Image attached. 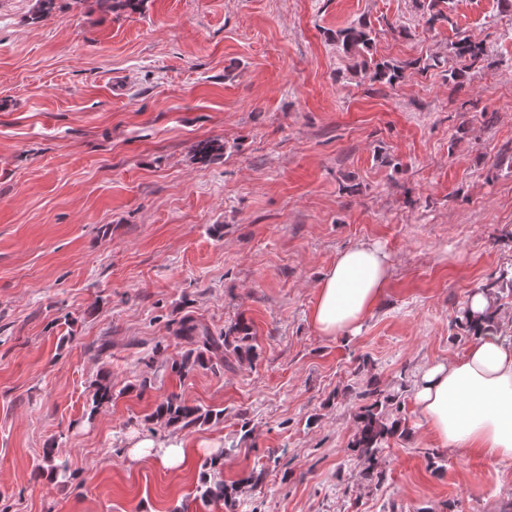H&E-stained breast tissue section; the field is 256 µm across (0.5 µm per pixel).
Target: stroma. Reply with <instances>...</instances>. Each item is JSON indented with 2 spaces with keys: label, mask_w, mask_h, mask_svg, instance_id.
<instances>
[{
  "label": "stroma",
  "mask_w": 512,
  "mask_h": 512,
  "mask_svg": "<svg viewBox=\"0 0 512 512\" xmlns=\"http://www.w3.org/2000/svg\"><path fill=\"white\" fill-rule=\"evenodd\" d=\"M34 3L0 0V512H504L512 463L437 445L414 388L468 345L472 291L494 283L512 326V0ZM358 22L395 85L337 47ZM361 241L391 258L385 294L358 336H321L317 281ZM185 317L247 323L254 357L179 375ZM369 378L404 391L379 482L350 450ZM172 394L221 416L160 426ZM173 437L185 467L128 455ZM233 443L236 502L203 505Z\"/></svg>",
  "instance_id": "35a3bbf8"
}]
</instances>
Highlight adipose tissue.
Wrapping results in <instances>:
<instances>
[{"mask_svg":"<svg viewBox=\"0 0 512 512\" xmlns=\"http://www.w3.org/2000/svg\"><path fill=\"white\" fill-rule=\"evenodd\" d=\"M390 275V257L378 245L359 242L341 252L319 278L313 328L329 338L355 336ZM414 399L442 447L512 462V332L484 324L461 355L421 369Z\"/></svg>","mask_w":512,"mask_h":512,"instance_id":"1","label":"adipose tissue"}]
</instances>
